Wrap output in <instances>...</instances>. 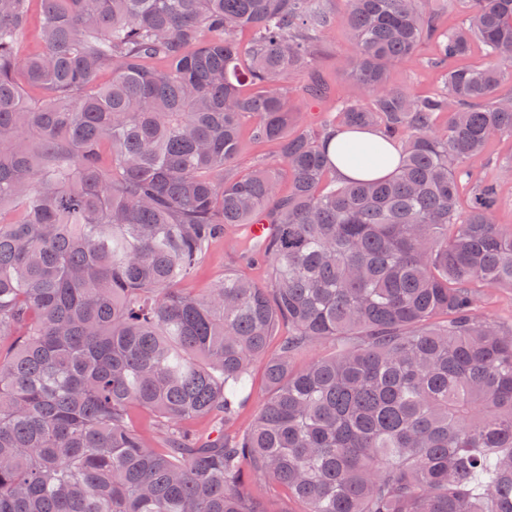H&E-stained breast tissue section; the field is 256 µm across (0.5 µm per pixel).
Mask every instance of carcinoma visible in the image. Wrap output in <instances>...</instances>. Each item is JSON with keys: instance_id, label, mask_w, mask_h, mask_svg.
Here are the masks:
<instances>
[{"instance_id": "1", "label": "carcinoma", "mask_w": 512, "mask_h": 512, "mask_svg": "<svg viewBox=\"0 0 512 512\" xmlns=\"http://www.w3.org/2000/svg\"><path fill=\"white\" fill-rule=\"evenodd\" d=\"M30 4L0 0V512H266L252 475L301 512H512V325L478 312L512 225L472 181L512 135V0H346L352 90L317 134L330 0H40L23 55ZM424 42L436 89L389 86ZM246 114L280 158L229 176ZM338 123L401 144L392 174L332 175ZM226 224L268 281L185 294ZM258 361L271 395L230 434Z\"/></svg>"}]
</instances>
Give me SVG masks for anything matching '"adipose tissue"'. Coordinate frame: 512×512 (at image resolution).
I'll return each mask as SVG.
<instances>
[{
    "label": "adipose tissue",
    "instance_id": "ef3b65f1",
    "mask_svg": "<svg viewBox=\"0 0 512 512\" xmlns=\"http://www.w3.org/2000/svg\"><path fill=\"white\" fill-rule=\"evenodd\" d=\"M381 136L373 130L337 132L328 144L336 172L347 179H378L388 176L392 162L397 157L393 146H385L381 152H373L372 146Z\"/></svg>",
    "mask_w": 512,
    "mask_h": 512
}]
</instances>
